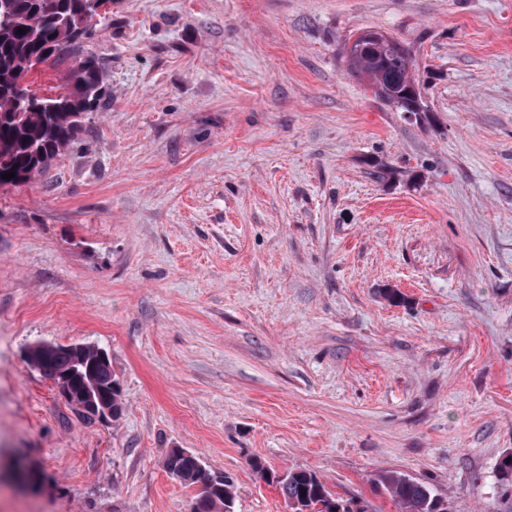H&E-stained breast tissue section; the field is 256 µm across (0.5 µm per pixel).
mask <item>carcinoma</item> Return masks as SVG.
I'll return each instance as SVG.
<instances>
[{"mask_svg": "<svg viewBox=\"0 0 512 512\" xmlns=\"http://www.w3.org/2000/svg\"><path fill=\"white\" fill-rule=\"evenodd\" d=\"M114 0H0V186L28 182L67 147L71 146L85 115L92 111L106 93L104 74L96 59L89 57L72 67L67 75V91L42 95L19 81L29 74L70 56L86 27L95 17L108 13ZM24 33H19V30ZM395 47L371 49L352 46L344 52L350 74L368 83L374 95L402 111L410 105L406 91L416 85L411 51L399 40ZM11 179H3L4 173ZM28 364L43 367L53 375H66L72 391L82 388L85 369L71 353L53 347L27 351ZM98 381L112 386V404L123 409L120 381L112 369L99 373ZM166 471L175 472L188 487L204 483L195 467V458L178 455V449L166 452ZM261 478L294 501L299 512H367L354 509L336 499L313 473L290 471L288 479L263 468ZM498 475L501 484L512 487V451L503 454ZM401 512H448L444 500L419 482L398 472L379 475ZM233 484L220 477L194 496L196 512H231Z\"/></svg>", "mask_w": 512, "mask_h": 512, "instance_id": "cac0c4a2", "label": "carcinoma"}]
</instances>
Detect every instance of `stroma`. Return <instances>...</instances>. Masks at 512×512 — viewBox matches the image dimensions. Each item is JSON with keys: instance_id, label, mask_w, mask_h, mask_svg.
I'll return each mask as SVG.
<instances>
[{"instance_id": "35a3bbf8", "label": "stroma", "mask_w": 512, "mask_h": 512, "mask_svg": "<svg viewBox=\"0 0 512 512\" xmlns=\"http://www.w3.org/2000/svg\"><path fill=\"white\" fill-rule=\"evenodd\" d=\"M364 29L415 56L422 110L348 73ZM109 96L0 187V512H189L184 448L284 512L254 466L400 512H505L512 450V0H114ZM104 349L119 419L86 420L37 342ZM26 456L40 486L9 483ZM178 450H181V448H172L170 451L168 449L166 452L164 458L166 471L176 472L180 477L179 481L188 487L204 483L205 480L202 476H207V472L201 461H195V456H178ZM195 462L198 469L195 467ZM379 482L399 505L401 512H448L444 500L434 495L426 485L407 479L398 472L380 474Z\"/></svg>"}]
</instances>
